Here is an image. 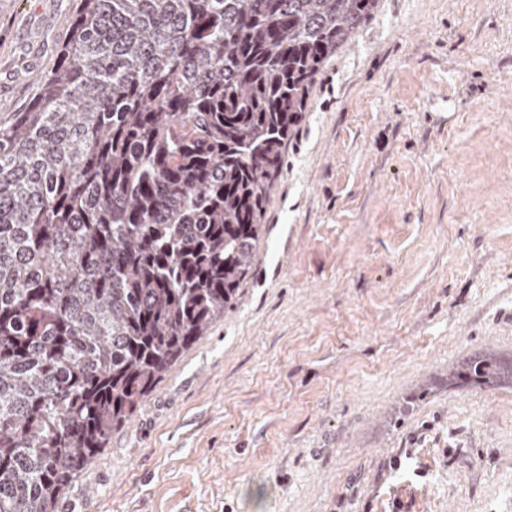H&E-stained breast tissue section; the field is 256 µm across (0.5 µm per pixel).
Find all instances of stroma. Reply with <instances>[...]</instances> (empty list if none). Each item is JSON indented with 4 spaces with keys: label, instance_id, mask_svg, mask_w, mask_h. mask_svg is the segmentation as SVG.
<instances>
[{
    "label": "stroma",
    "instance_id": "stroma-1",
    "mask_svg": "<svg viewBox=\"0 0 512 512\" xmlns=\"http://www.w3.org/2000/svg\"><path fill=\"white\" fill-rule=\"evenodd\" d=\"M78 0H0L23 111ZM231 309L57 512H512V0H378L320 68ZM450 378L465 379L464 382L474 381L476 384L485 387L512 384V359L511 361L473 360L463 370L450 375Z\"/></svg>",
    "mask_w": 512,
    "mask_h": 512
}]
</instances>
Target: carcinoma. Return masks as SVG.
I'll use <instances>...</instances> for the list:
<instances>
[{
  "label": "carcinoma",
  "mask_w": 512,
  "mask_h": 512,
  "mask_svg": "<svg viewBox=\"0 0 512 512\" xmlns=\"http://www.w3.org/2000/svg\"><path fill=\"white\" fill-rule=\"evenodd\" d=\"M376 4L79 0L0 112V512H56L233 306L316 74ZM452 377L512 384V360Z\"/></svg>",
  "instance_id": "1"
}]
</instances>
